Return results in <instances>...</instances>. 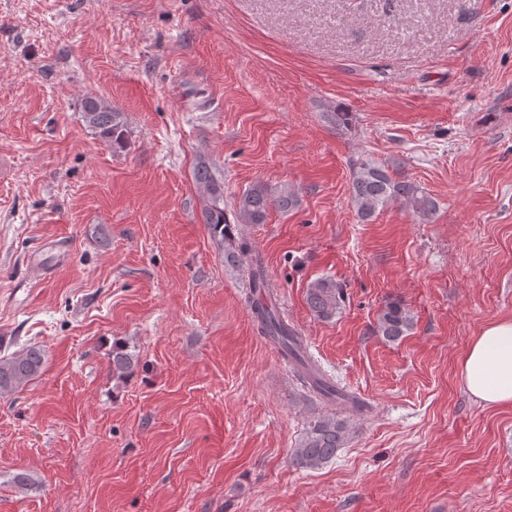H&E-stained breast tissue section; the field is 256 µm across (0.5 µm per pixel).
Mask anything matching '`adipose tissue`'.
Wrapping results in <instances>:
<instances>
[{"mask_svg": "<svg viewBox=\"0 0 512 512\" xmlns=\"http://www.w3.org/2000/svg\"><path fill=\"white\" fill-rule=\"evenodd\" d=\"M467 392L479 403L512 404V319L487 326L461 362Z\"/></svg>", "mask_w": 512, "mask_h": 512, "instance_id": "obj_1", "label": "adipose tissue"}]
</instances>
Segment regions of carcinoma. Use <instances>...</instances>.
I'll return each instance as SVG.
<instances>
[{
  "mask_svg": "<svg viewBox=\"0 0 512 512\" xmlns=\"http://www.w3.org/2000/svg\"><path fill=\"white\" fill-rule=\"evenodd\" d=\"M86 125L101 137L121 148L125 142L122 113L112 105L89 98L83 105ZM325 120L341 130H348L353 123V113L337 105L324 113ZM196 182L204 188L202 208L203 223L210 237L224 249L227 262L248 269L250 288L254 299L251 311L258 331L266 336L278 349L281 356L296 369L302 381L323 399L339 407H348L363 412L366 405L355 399L325 378L309 361L303 339L298 332L284 322L276 313L272 297L266 295L269 288L262 264L250 258V249L236 242L231 232V223L224 209V185L206 165H200L195 173ZM401 201L419 222L426 223L436 212L435 199L420 185L408 180H399L385 166L369 160L351 165L350 202L363 221H368L394 201ZM299 202L297 192L290 188L278 194L271 193L262 184L245 190L234 204L238 224H262L270 207L292 209ZM343 301L342 287L330 277L312 281L307 290V302L311 314L318 320L336 317ZM412 327V318L407 309L391 303L380 311L374 332L388 342H395ZM44 364V354L38 347H29L9 357H0V396H8L21 385L37 376ZM133 365V355L121 347L112 349V373L121 378ZM349 434L348 422L336 415L323 416L310 426L305 438L295 449L294 459L305 468H317L334 459L346 444Z\"/></svg>",
  "mask_w": 512,
  "mask_h": 512,
  "instance_id": "carcinoma-1",
  "label": "carcinoma"
}]
</instances>
